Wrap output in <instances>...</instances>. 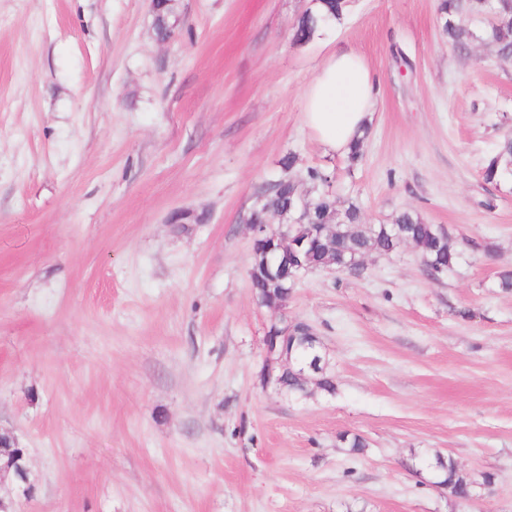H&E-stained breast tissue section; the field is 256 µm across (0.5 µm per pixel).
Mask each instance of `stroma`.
Instances as JSON below:
<instances>
[{
	"label": "stroma",
	"instance_id": "stroma-1",
	"mask_svg": "<svg viewBox=\"0 0 512 512\" xmlns=\"http://www.w3.org/2000/svg\"><path fill=\"white\" fill-rule=\"evenodd\" d=\"M439 0H348L306 44L314 0H0V432L33 488L18 512H512V64ZM380 81L357 167L325 152L303 93L331 47ZM293 157L292 170L282 160ZM317 168L367 224L419 213L462 257L414 245L313 270L288 299L335 393L264 384L244 215ZM492 247L487 257L484 247ZM363 437V453L341 434ZM477 476L457 499L436 456ZM506 176H512V137L505 136L498 150L489 159L484 169V179L487 182Z\"/></svg>",
	"mask_w": 512,
	"mask_h": 512
}]
</instances>
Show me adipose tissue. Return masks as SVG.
<instances>
[{
  "mask_svg": "<svg viewBox=\"0 0 512 512\" xmlns=\"http://www.w3.org/2000/svg\"><path fill=\"white\" fill-rule=\"evenodd\" d=\"M378 84L359 54L329 52L302 99L303 121L325 151L348 152L373 118Z\"/></svg>",
  "mask_w": 512,
  "mask_h": 512,
  "instance_id": "adipose-tissue-1",
  "label": "adipose tissue"
}]
</instances>
